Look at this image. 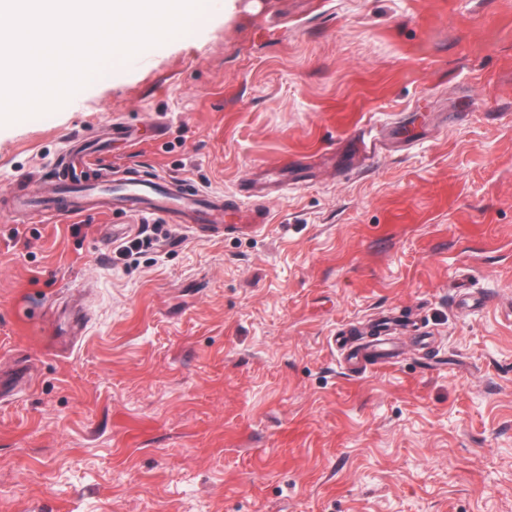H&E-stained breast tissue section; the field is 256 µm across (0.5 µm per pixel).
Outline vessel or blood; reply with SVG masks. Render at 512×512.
<instances>
[{"instance_id":"obj_1","label":"vessel or blood","mask_w":512,"mask_h":512,"mask_svg":"<svg viewBox=\"0 0 512 512\" xmlns=\"http://www.w3.org/2000/svg\"><path fill=\"white\" fill-rule=\"evenodd\" d=\"M54 192L49 199L36 197L26 183L11 190L19 210L30 218L75 216L94 209L108 214L122 211L153 217L183 228L191 235L221 238L242 230L258 234L268 226V194L255 186L246 200L232 202L204 191H187L170 177L112 180L102 177L91 149L73 143L54 169Z\"/></svg>"}]
</instances>
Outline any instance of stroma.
<instances>
[{"instance_id": "obj_1", "label": "stroma", "mask_w": 512, "mask_h": 512, "mask_svg": "<svg viewBox=\"0 0 512 512\" xmlns=\"http://www.w3.org/2000/svg\"><path fill=\"white\" fill-rule=\"evenodd\" d=\"M115 121L99 166L288 186L221 239L0 209V512H512V0L216 5L0 126V193Z\"/></svg>"}]
</instances>
